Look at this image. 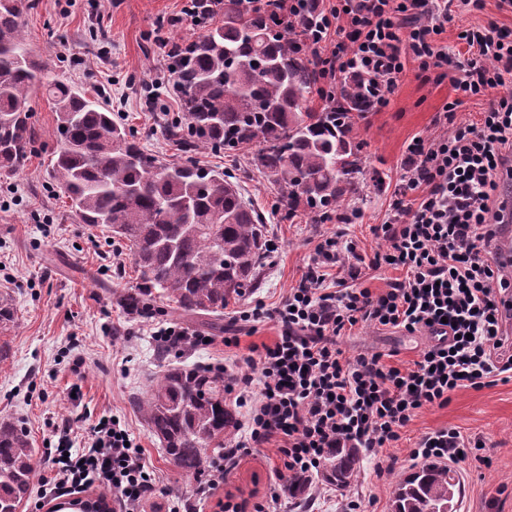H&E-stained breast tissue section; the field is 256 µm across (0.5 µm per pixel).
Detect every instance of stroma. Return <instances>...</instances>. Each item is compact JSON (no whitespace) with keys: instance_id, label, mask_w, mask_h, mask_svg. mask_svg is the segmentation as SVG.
<instances>
[{"instance_id":"obj_1","label":"stroma","mask_w":512,"mask_h":512,"mask_svg":"<svg viewBox=\"0 0 512 512\" xmlns=\"http://www.w3.org/2000/svg\"><path fill=\"white\" fill-rule=\"evenodd\" d=\"M31 2L25 37L44 79L77 83L88 96L105 101L149 153L164 162L178 160L180 153L164 136L161 119L177 117L180 104L169 93L171 77L153 38L163 23L170 40L199 36L191 22L168 23L187 0ZM491 17L512 27V12L499 10L497 0H486L482 11L457 14L443 35L449 55H457L461 47V29ZM456 96L449 81L422 80L411 65L389 105L360 121L359 179L367 199L361 218L350 224L280 220V191L255 167V147L198 152L197 163L223 170L238 184L244 200L261 214L274 248L259 271L257 286L231 302L225 317L259 300L270 309L278 306L323 237L342 234L360 252H373L378 241L370 229L390 213L407 145L414 137L436 135L437 112ZM31 125L37 143L26 165L15 174H0V296L12 299L17 314L14 326L0 333L9 345V356L0 363V422L25 428L36 450L34 480L39 483L50 473L46 451L56 447L62 422H69L79 435L99 417L117 416L142 445L159 484L172 496L192 498L197 480L172 465L135 401L167 366L223 362L224 335L165 300L157 316L137 317L123 310L118 295L135 283L130 251L125 244L109 242L107 230L77 223L68 199L53 190L49 165L57 148V114L46 95H34ZM169 324L211 337L212 343L161 354L152 333ZM425 341L419 334L363 324L340 337L339 344L350 358L395 350L408 363L417 359ZM444 426L483 439L490 458L483 466L474 460L456 463L463 485L457 512H512V382L461 389L446 407L423 409L393 447L379 449L374 458L362 457L357 477L345 488L314 478L309 488L315 498L312 512H391L393 485L416 466L411 459L415 442ZM277 463L275 445L258 449L225 476L201 512H219L221 500L239 503L264 495ZM380 464L388 468L381 477L375 474Z\"/></svg>"}]
</instances>
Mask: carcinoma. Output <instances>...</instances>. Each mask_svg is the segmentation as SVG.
Wrapping results in <instances>:
<instances>
[{"instance_id": "obj_1", "label": "carcinoma", "mask_w": 512, "mask_h": 512, "mask_svg": "<svg viewBox=\"0 0 512 512\" xmlns=\"http://www.w3.org/2000/svg\"><path fill=\"white\" fill-rule=\"evenodd\" d=\"M30 7L0 0V172L24 167L34 143L32 95L44 89L57 112L52 180L79 223L108 228L131 252L136 285L120 296L125 310L149 316L165 298L222 329L224 308L254 286L268 247L261 217L228 176L195 165L201 150L258 145L255 166L283 191V221L301 211L318 220L365 201L353 132L372 109L368 79L346 77L333 102L308 109L318 91L314 63L275 20L245 22L238 0H224L223 24L170 44L183 117L167 132L184 160L164 164L98 101L68 83L42 82L23 35ZM14 323L11 300L0 296V330ZM137 405L170 462L189 476L207 470L236 423L224 403V372L194 364L165 369ZM34 456L25 429L1 422L0 512H19L28 501ZM359 467L357 449L330 448L320 477L345 487ZM461 494L457 472L429 461L395 483L392 509L440 512L445 505L456 512Z\"/></svg>"}]
</instances>
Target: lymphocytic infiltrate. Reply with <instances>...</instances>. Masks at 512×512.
Masks as SVG:
<instances>
[{"mask_svg":"<svg viewBox=\"0 0 512 512\" xmlns=\"http://www.w3.org/2000/svg\"><path fill=\"white\" fill-rule=\"evenodd\" d=\"M244 17L276 18L299 32L309 0H239ZM309 51L318 66V98L330 103L348 73L370 76L373 108L389 103L409 64L448 79L463 98L486 99L478 121L456 122L454 106L435 116L437 127L455 122L451 135L415 137L391 203V217L372 226L382 245L364 255L354 242L321 239L300 279L279 306L258 302L240 320H271L279 328L270 345L249 346L225 371V391L242 411L211 477L196 490L206 500L224 474L254 449L276 443L280 464L254 507L231 512H277L286 476L317 470L331 448H388L418 413L446 406L462 388L512 381V354L503 351L505 294L512 276L491 257L499 219L501 182L512 167V28L490 21L461 31L467 55L449 62L441 36L457 9L480 11L484 0H319ZM326 54H318L319 46ZM394 271L384 290L359 286L363 269ZM360 324L425 334L429 343L404 365L383 354L346 357L338 339ZM62 426L50 457L52 493L107 489L118 512H140L164 498L167 512H192L167 498L149 470L144 450L122 422L104 416L90 424L84 447ZM486 444L454 427L425 433L416 460H483Z\"/></svg>","mask_w":512,"mask_h":512,"instance_id":"1","label":"lymphocytic infiltrate"}]
</instances>
